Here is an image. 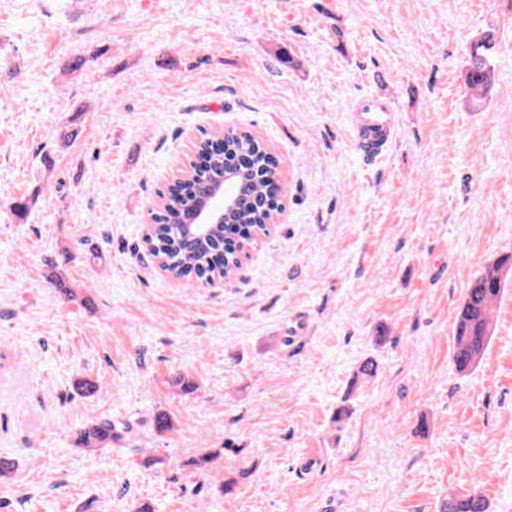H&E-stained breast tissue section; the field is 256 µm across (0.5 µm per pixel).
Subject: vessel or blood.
Masks as SVG:
<instances>
[{
	"label": "vessel or blood",
	"instance_id": "1",
	"mask_svg": "<svg viewBox=\"0 0 512 512\" xmlns=\"http://www.w3.org/2000/svg\"><path fill=\"white\" fill-rule=\"evenodd\" d=\"M350 138L364 161L380 158L396 136L397 114L389 101L375 96L355 100L346 114Z\"/></svg>",
	"mask_w": 512,
	"mask_h": 512
}]
</instances>
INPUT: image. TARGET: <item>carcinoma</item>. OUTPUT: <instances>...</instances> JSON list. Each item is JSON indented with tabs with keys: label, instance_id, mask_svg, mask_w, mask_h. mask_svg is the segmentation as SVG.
Returning a JSON list of instances; mask_svg holds the SVG:
<instances>
[{
	"label": "carcinoma",
	"instance_id": "carcinoma-1",
	"mask_svg": "<svg viewBox=\"0 0 512 512\" xmlns=\"http://www.w3.org/2000/svg\"><path fill=\"white\" fill-rule=\"evenodd\" d=\"M494 34L486 31L470 42L465 65V88L472 106L477 107L495 84V70L489 52L494 48ZM227 151L210 152L209 164L197 168L184 167L181 177L172 181L159 195L160 205L152 213V231L146 239L149 251L165 260L164 270L175 279L210 283L212 279L232 275L217 267L225 256L233 260L239 251L255 244V228L282 213L280 200L271 199L268 188L278 176V170L268 155L267 146L252 133L237 128L227 129ZM244 153L252 158L246 179L254 191L256 205L242 209L227 218V224L214 228L209 236L188 239L183 232L182 217L198 204L199 186L224 170L226 153ZM512 278V254L500 256L479 270L467 288L465 299L457 313L453 361L460 373L475 368L490 342L489 325L494 303L501 297ZM133 432V425L100 419L76 431V443L83 448H96L119 441ZM442 512H486L484 500L474 495H450Z\"/></svg>",
	"mask_w": 512,
	"mask_h": 512
}]
</instances>
